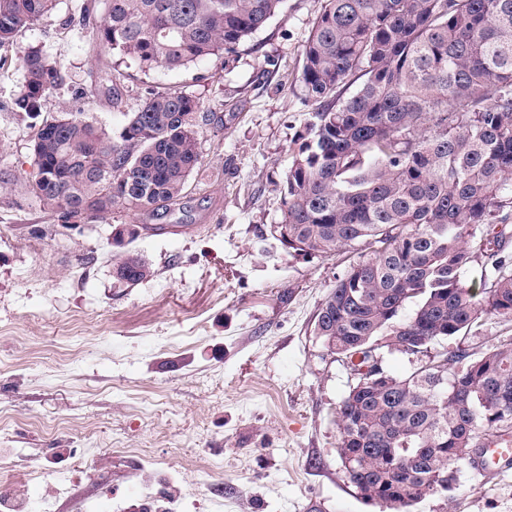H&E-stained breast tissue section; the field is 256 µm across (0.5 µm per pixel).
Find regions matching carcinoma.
Returning a JSON list of instances; mask_svg holds the SVG:
<instances>
[{
	"mask_svg": "<svg viewBox=\"0 0 512 512\" xmlns=\"http://www.w3.org/2000/svg\"><path fill=\"white\" fill-rule=\"evenodd\" d=\"M58 0H0V50ZM284 0H105L96 37L146 73L187 68L249 40ZM16 111L30 117L66 81L39 45L18 57ZM360 85L343 96L352 80ZM315 112L280 190L278 240L302 256L358 258L336 278L315 335L344 361L388 336L431 359L393 385L354 381L336 453L365 501L410 512L454 488L464 448L512 443V336L476 355L429 356L484 317L512 321V0H322L303 52ZM200 99L151 92L111 134L67 109L33 145L34 198L52 223L170 212L200 165ZM482 261L484 297L464 281ZM154 275L139 254L121 284Z\"/></svg>",
	"mask_w": 512,
	"mask_h": 512,
	"instance_id": "obj_1",
	"label": "carcinoma"
}]
</instances>
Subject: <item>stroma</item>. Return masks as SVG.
I'll use <instances>...</instances> for the list:
<instances>
[{"label": "stroma", "instance_id": "1", "mask_svg": "<svg viewBox=\"0 0 512 512\" xmlns=\"http://www.w3.org/2000/svg\"><path fill=\"white\" fill-rule=\"evenodd\" d=\"M321 0L281 12L233 52L182 71L116 66L77 20L104 0H59L20 39L68 74L41 109L66 108L117 128L146 91L202 102L200 168L179 209L115 213L111 223L53 226L37 203L0 205V452L50 460L63 484L56 512L85 498L143 512L154 477L180 512H383L363 501L336 454L349 369L327 356L316 315L354 255L301 256L272 237L279 185L314 107L301 79ZM17 50L0 67V177L23 189L33 173L32 121L15 111ZM274 60L265 68L264 60ZM120 69L115 93L100 88ZM135 251L154 277L117 283ZM512 322L483 318L439 352L482 353ZM97 450L88 473L83 450ZM412 512H512V471L482 456L458 467L455 488Z\"/></svg>", "mask_w": 512, "mask_h": 512}]
</instances>
